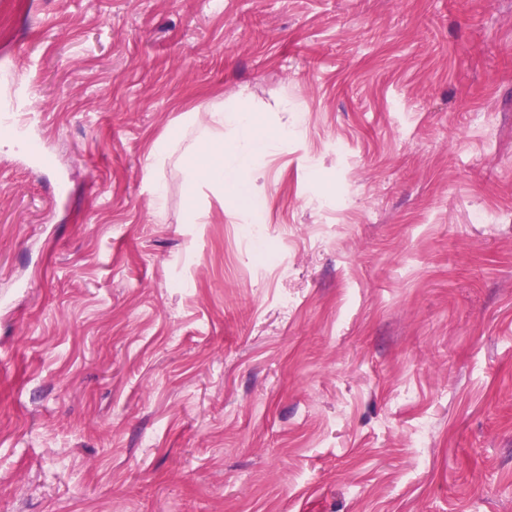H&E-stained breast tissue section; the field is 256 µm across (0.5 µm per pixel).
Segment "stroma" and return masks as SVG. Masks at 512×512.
<instances>
[{
  "label": "stroma",
  "instance_id": "obj_1",
  "mask_svg": "<svg viewBox=\"0 0 512 512\" xmlns=\"http://www.w3.org/2000/svg\"><path fill=\"white\" fill-rule=\"evenodd\" d=\"M0 20V512H512V0ZM240 96L249 213L148 176Z\"/></svg>",
  "mask_w": 512,
  "mask_h": 512
}]
</instances>
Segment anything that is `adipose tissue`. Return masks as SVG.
<instances>
[{
    "label": "adipose tissue",
    "mask_w": 512,
    "mask_h": 512,
    "mask_svg": "<svg viewBox=\"0 0 512 512\" xmlns=\"http://www.w3.org/2000/svg\"><path fill=\"white\" fill-rule=\"evenodd\" d=\"M228 127L234 131L229 138L224 135ZM188 128L198 131L196 143L175 155L174 149ZM286 139L285 131L263 130L246 101L228 109L219 104L207 112L187 113L178 128L154 144L151 166L157 169L178 161L188 192L206 186L237 199L247 209L264 158Z\"/></svg>",
    "instance_id": "ef3b65f1"
}]
</instances>
